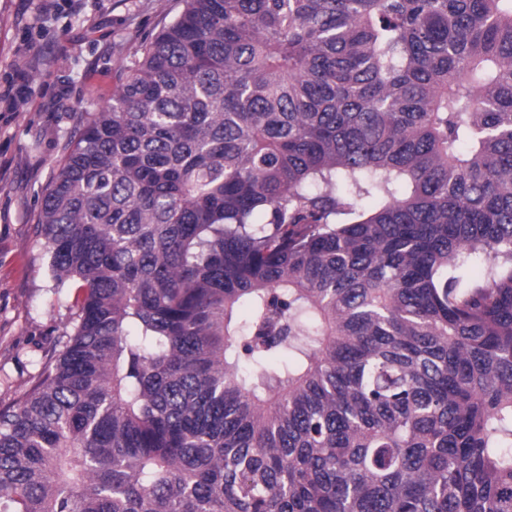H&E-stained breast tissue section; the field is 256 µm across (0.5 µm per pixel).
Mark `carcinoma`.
<instances>
[{
    "label": "carcinoma",
    "mask_w": 512,
    "mask_h": 512,
    "mask_svg": "<svg viewBox=\"0 0 512 512\" xmlns=\"http://www.w3.org/2000/svg\"><path fill=\"white\" fill-rule=\"evenodd\" d=\"M182 2L42 199L0 512H512V0Z\"/></svg>",
    "instance_id": "cac0c4a2"
}]
</instances>
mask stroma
Returning a JSON list of instances; mask_svg holds the SVG:
<instances>
[{
    "instance_id": "35a3bbf8",
    "label": "stroma",
    "mask_w": 512,
    "mask_h": 512,
    "mask_svg": "<svg viewBox=\"0 0 512 512\" xmlns=\"http://www.w3.org/2000/svg\"><path fill=\"white\" fill-rule=\"evenodd\" d=\"M181 9L180 0H0V407L38 383L78 311L74 290L50 276L38 223L80 113L111 96L126 53Z\"/></svg>"
}]
</instances>
